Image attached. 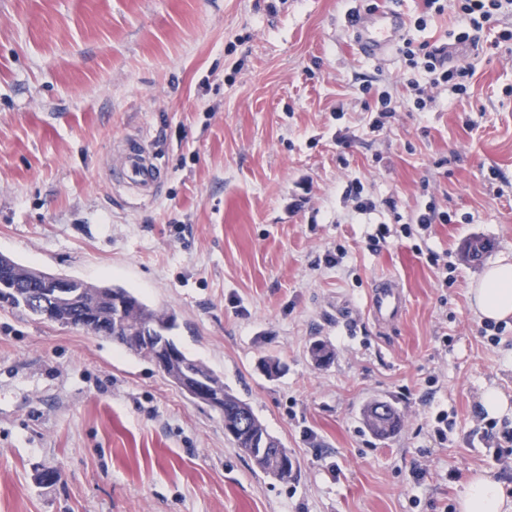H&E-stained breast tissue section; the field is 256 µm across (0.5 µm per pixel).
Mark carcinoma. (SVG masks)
<instances>
[{
  "label": "carcinoma",
  "instance_id": "obj_1",
  "mask_svg": "<svg viewBox=\"0 0 512 512\" xmlns=\"http://www.w3.org/2000/svg\"><path fill=\"white\" fill-rule=\"evenodd\" d=\"M36 274L26 266H23L14 260L0 256V284L8 283L16 287L18 295L12 297L9 307L21 310L23 306L20 297L28 292H33L38 288L34 283ZM97 290L106 298L112 296L121 297L131 301V306L126 309L121 319V330H132L142 327L146 321L151 320L163 323L168 317L167 312L157 309L137 296L133 291L119 285H103L97 288L79 280L77 281L76 291L79 295L75 299L67 298L57 305L55 322L62 326H79L82 317L94 315L104 309V306L92 302L89 292ZM188 364L191 369L204 376L210 390L219 398L221 402V411H229L237 408L252 409V406L238 397L228 386L224 385V377L214 372L201 361L190 357L185 351H180V357L176 363L164 371L168 380L179 388L191 401H197L196 395L191 384L184 377L183 364ZM364 422L370 432L375 436L386 438L394 434L401 426V418L393 405L384 400H373L364 409ZM251 430L253 434L242 433L231 438L236 448L244 455L248 456L263 473L279 480L288 481L298 470V465L290 466L289 470L280 473L270 471L266 461L252 449L253 436L268 433L266 426L261 422L257 415H252Z\"/></svg>",
  "mask_w": 512,
  "mask_h": 512
}]
</instances>
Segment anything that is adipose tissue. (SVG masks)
I'll list each match as a JSON object with an SVG mask.
<instances>
[{
    "mask_svg": "<svg viewBox=\"0 0 512 512\" xmlns=\"http://www.w3.org/2000/svg\"><path fill=\"white\" fill-rule=\"evenodd\" d=\"M474 313L484 321L500 322L512 316V259L491 262L471 289ZM460 512H512L501 483L489 475L470 478L458 501Z\"/></svg>",
    "mask_w": 512,
    "mask_h": 512,
    "instance_id": "adipose-tissue-1",
    "label": "adipose tissue"
}]
</instances>
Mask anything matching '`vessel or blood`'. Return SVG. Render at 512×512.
I'll use <instances>...</instances> for the list:
<instances>
[{
  "instance_id": "1",
  "label": "vessel or blood",
  "mask_w": 512,
  "mask_h": 512,
  "mask_svg": "<svg viewBox=\"0 0 512 512\" xmlns=\"http://www.w3.org/2000/svg\"><path fill=\"white\" fill-rule=\"evenodd\" d=\"M406 18L391 6L365 11L352 22L351 28L363 59L385 56L403 35ZM124 177L142 196H154L162 182L163 171L154 153L141 142L128 140L122 152ZM406 298L395 280L385 278L372 288L367 312L374 322L389 325L402 316Z\"/></svg>"
}]
</instances>
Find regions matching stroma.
<instances>
[{
	"mask_svg": "<svg viewBox=\"0 0 512 512\" xmlns=\"http://www.w3.org/2000/svg\"><path fill=\"white\" fill-rule=\"evenodd\" d=\"M352 0H0V254L173 313L176 342L223 375L295 456L261 473L149 359L107 336L0 308V512H458L489 473L512 498V463L470 443L490 387L512 401V317L480 334L468 291L512 257V53L451 42L452 11L417 33L475 67L472 97L415 109L399 49L360 57ZM398 106L383 134L361 87ZM156 150L166 179L137 200L122 144ZM360 180L376 208L344 197ZM434 267L406 238L372 251L378 224L426 205ZM491 241L483 262L464 256ZM344 248L340 266L327 253ZM407 305L382 328L372 284ZM323 340L330 365L309 348ZM286 367L266 378L262 360ZM390 401L379 439L362 409ZM453 412L447 442L432 432ZM56 471L55 483L40 474ZM379 407H387L389 411L382 416L377 413ZM364 422L375 436L386 438L394 434L401 426V418L391 403L384 400H373L364 409Z\"/></svg>",
	"mask_w": 512,
	"mask_h": 512,
	"instance_id": "35a3bbf8",
	"label": "stroma"
}]
</instances>
